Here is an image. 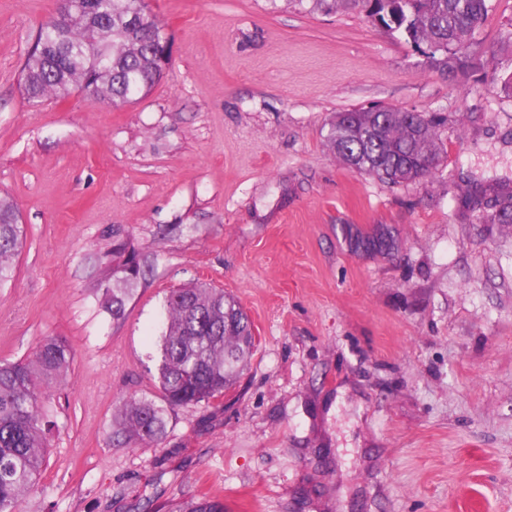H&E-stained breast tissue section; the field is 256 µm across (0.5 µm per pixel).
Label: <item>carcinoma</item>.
<instances>
[{"mask_svg":"<svg viewBox=\"0 0 512 512\" xmlns=\"http://www.w3.org/2000/svg\"><path fill=\"white\" fill-rule=\"evenodd\" d=\"M392 17L383 26L432 49L431 68L466 71L477 57L472 38L495 0H362ZM37 50L22 64L23 87L31 99L68 97L86 85L89 94L114 105L149 90L162 73L157 54L168 35L143 0H68L66 10L41 22ZM103 58L106 70L93 69ZM447 119L430 112L394 108L338 112L328 142L359 173L393 184L415 182L436 169ZM458 215L470 224H512V188L498 182L457 186ZM15 205L0 197V286L13 278L14 260L26 238L14 223ZM112 274L100 283V307L119 320L143 276L131 239L112 233ZM165 322L157 337L156 382L160 399L126 401L115 415L119 431L135 442L161 436L176 407L208 403L224 395L247 367L255 350L252 322L238 302L207 283L174 288L165 300ZM73 351L47 336L23 361H0V512H17L20 497L41 474L56 427L50 413L53 392L68 376ZM175 512H224L219 499L197 498Z\"/></svg>","mask_w":512,"mask_h":512,"instance_id":"cac0c4a2","label":"carcinoma"}]
</instances>
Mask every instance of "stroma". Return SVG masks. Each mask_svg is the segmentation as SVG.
<instances>
[{
	"label": "stroma",
	"mask_w": 512,
	"mask_h": 512,
	"mask_svg": "<svg viewBox=\"0 0 512 512\" xmlns=\"http://www.w3.org/2000/svg\"><path fill=\"white\" fill-rule=\"evenodd\" d=\"M164 76L114 106L27 99L20 68L59 0H0V195L27 235L0 286V360L74 351L58 428L18 512H512V224H464L458 175L512 186V0L484 68H430L360 0H148ZM443 112L448 154L393 184L344 166L335 113ZM145 271L123 319L95 289L113 233ZM204 279L257 349L223 397L139 444L113 418L153 397L172 288Z\"/></svg>",
	"instance_id": "obj_1"
}]
</instances>
